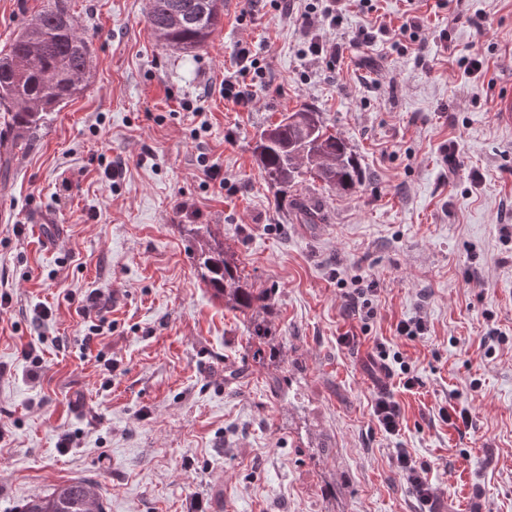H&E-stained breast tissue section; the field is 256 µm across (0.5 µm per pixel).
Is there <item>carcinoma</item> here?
Here are the masks:
<instances>
[{"label": "carcinoma", "mask_w": 512, "mask_h": 512, "mask_svg": "<svg viewBox=\"0 0 512 512\" xmlns=\"http://www.w3.org/2000/svg\"><path fill=\"white\" fill-rule=\"evenodd\" d=\"M223 17L224 0H149L147 23L164 45L189 54L206 44ZM92 68V45L80 32L78 19L66 0H53L23 22L9 50L0 53V112L11 113L19 128L35 127L46 113L84 91ZM257 150L267 179L283 191L303 175L302 159L306 171L330 188L350 193L362 183L355 156L313 109L290 112L268 126ZM198 267L202 280L228 308L246 315L270 307V291L243 287L238 266L219 243L201 249ZM18 512H104V505L91 484L76 480L29 498Z\"/></svg>", "instance_id": "1"}]
</instances>
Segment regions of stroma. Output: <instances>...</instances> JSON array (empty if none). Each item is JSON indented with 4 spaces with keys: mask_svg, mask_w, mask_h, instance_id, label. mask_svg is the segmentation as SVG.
Masks as SVG:
<instances>
[{
    "mask_svg": "<svg viewBox=\"0 0 512 512\" xmlns=\"http://www.w3.org/2000/svg\"><path fill=\"white\" fill-rule=\"evenodd\" d=\"M48 3L0 0V51ZM377 6L347 0L340 27L309 31L232 0L185 55L149 31V0H69L94 50L88 86L0 163V512L78 479L106 512H423L399 448L430 464L433 512H512V124L495 111L512 90V0ZM413 16L424 55L405 36L348 43ZM443 31L487 71L449 59ZM314 38L344 44L335 66L308 54ZM245 44L266 78L242 108L224 76ZM304 105L358 158L355 192L266 182L258 134ZM298 199L317 223L296 219ZM211 236L243 284L272 292L270 356L198 273ZM359 288L372 316L349 307ZM414 317L424 334L397 335ZM383 394L395 436L373 415ZM449 404L470 426L441 420ZM374 416L383 430L389 435H397L401 426V415L398 405L387 397L379 398L373 408Z\"/></svg>",
    "mask_w": 512,
    "mask_h": 512,
    "instance_id": "stroma-1",
    "label": "stroma"
}]
</instances>
